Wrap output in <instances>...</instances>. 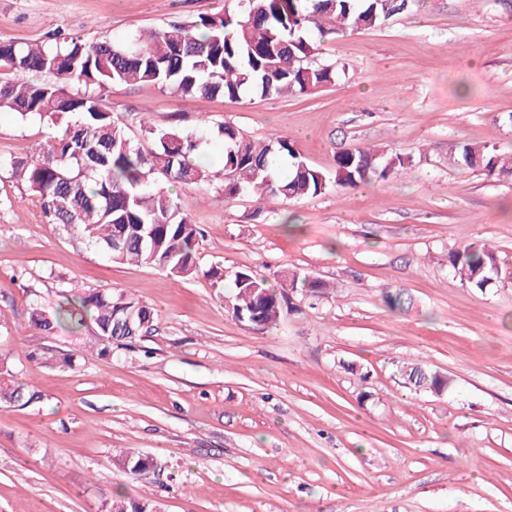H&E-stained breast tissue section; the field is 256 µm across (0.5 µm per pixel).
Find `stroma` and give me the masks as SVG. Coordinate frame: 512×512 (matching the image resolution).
Instances as JSON below:
<instances>
[{
	"label": "stroma",
	"instance_id": "stroma-1",
	"mask_svg": "<svg viewBox=\"0 0 512 512\" xmlns=\"http://www.w3.org/2000/svg\"><path fill=\"white\" fill-rule=\"evenodd\" d=\"M236 0H0V40L59 32L83 43L224 13ZM339 71L308 95L205 100L151 84L104 94L144 148L145 128L231 123L288 137L332 172L338 151L410 156L394 179L260 206L220 182L170 191L203 233L202 270L326 281L280 322L238 320L229 288L115 263L49 223L27 186L0 171V355L43 402L0 407V512H102L113 491L159 512H512V176L459 164L463 143L512 154V0H418L385 27L320 38ZM52 126L0 112V157L27 158ZM474 241L502 275L462 286L448 252ZM126 293L155 330L102 355L93 323L48 335L29 313L65 291ZM402 291L393 308L387 292ZM418 360L453 391H413ZM133 448L163 474L112 464Z\"/></svg>",
	"mask_w": 512,
	"mask_h": 512
}]
</instances>
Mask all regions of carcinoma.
I'll use <instances>...</instances> for the list:
<instances>
[{"label": "carcinoma", "instance_id": "obj_1", "mask_svg": "<svg viewBox=\"0 0 512 512\" xmlns=\"http://www.w3.org/2000/svg\"><path fill=\"white\" fill-rule=\"evenodd\" d=\"M416 0H238V10L221 16H200L147 34L134 33L122 44L86 45L79 39H54L41 44L0 42V112L25 119L37 116L56 128L36 148L37 158H0L36 195L51 224L73 230L115 262L153 265L181 278L199 275L219 283L224 273L200 269L201 231L166 189L172 183H198L223 176L222 190L246 192L266 205L316 197L331 187L356 188L372 180L395 178L409 163L398 153L377 147L343 149L329 175L302 161L282 136L248 139L232 125L216 128L203 122L189 133L146 129L155 147L134 143L125 127L103 104L113 84L150 83L182 98H241L306 94L336 80V69L313 61L317 43L308 32L369 31L409 10ZM47 74L53 81L28 78ZM84 90L72 92L67 84ZM223 151L220 172L198 165L194 156L212 141ZM273 154L291 159L284 171L269 167ZM457 162L478 167L487 175L512 174L505 160L487 145L466 144ZM454 276L470 288L483 290L502 269L495 251L472 242L448 252ZM231 310L237 319L266 327L276 324L284 303L296 293L319 297L328 284L297 270L284 272L279 287L247 270L229 275ZM95 325L107 346L151 333L153 310L124 295L91 291L67 296L53 313L35 310L30 323L45 332L86 322ZM410 387L441 396L454 380L419 362L402 367ZM43 399L33 384L16 378L0 358V405L27 407ZM113 463L134 479L162 470L161 463L135 451L113 456ZM108 512H158L151 500L115 492Z\"/></svg>", "mask_w": 512, "mask_h": 512}]
</instances>
